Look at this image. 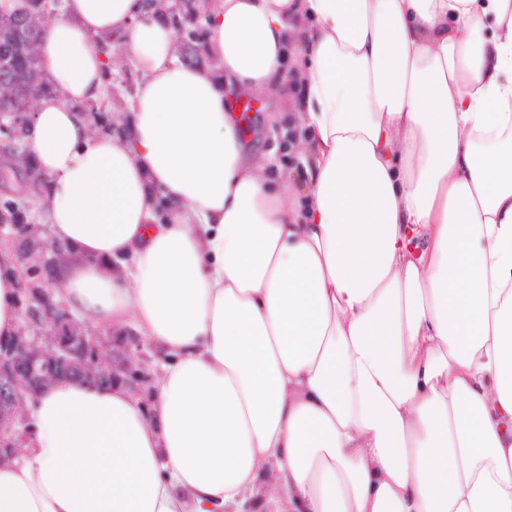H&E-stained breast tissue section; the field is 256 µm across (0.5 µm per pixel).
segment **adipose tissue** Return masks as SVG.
<instances>
[{
	"mask_svg": "<svg viewBox=\"0 0 512 512\" xmlns=\"http://www.w3.org/2000/svg\"><path fill=\"white\" fill-rule=\"evenodd\" d=\"M204 70L147 0H63L27 140L55 294L161 357L151 404L53 385L0 512H512V0H206ZM139 74L93 129L98 43ZM299 100L290 101L292 86ZM299 118L271 178L240 104ZM19 266L0 243V338Z\"/></svg>",
	"mask_w": 512,
	"mask_h": 512,
	"instance_id": "adipose-tissue-1",
	"label": "adipose tissue"
}]
</instances>
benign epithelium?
Masks as SVG:
<instances>
[{
	"label": "benign epithelium",
	"mask_w": 512,
	"mask_h": 512,
	"mask_svg": "<svg viewBox=\"0 0 512 512\" xmlns=\"http://www.w3.org/2000/svg\"><path fill=\"white\" fill-rule=\"evenodd\" d=\"M12 19L0 23V44L24 41L21 26ZM0 71L15 91L27 82L25 74L12 68L10 54L0 53ZM33 112L24 107L8 113L11 137L26 139ZM5 163L25 176L24 193L37 189L27 153L0 147ZM15 254L21 272L20 313L22 331L0 341V464L15 458V448L29 437L20 408L52 384L80 381L100 386L120 383L142 396L148 376L138 358L143 356L140 340L131 333L111 343V353L102 354L103 338L84 328L55 300L60 269L68 262L65 249L47 240V227L22 214L10 224Z\"/></svg>",
	"instance_id": "obj_1"
}]
</instances>
